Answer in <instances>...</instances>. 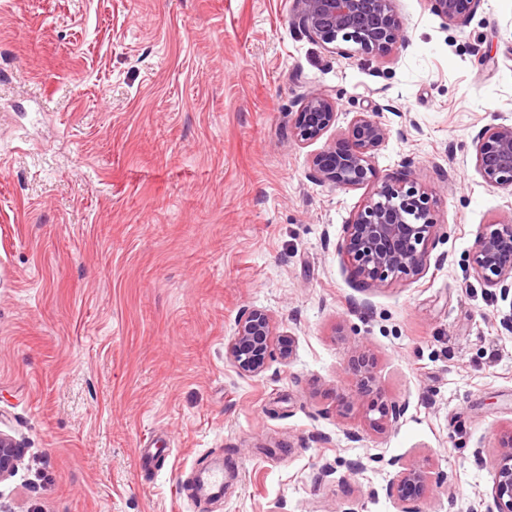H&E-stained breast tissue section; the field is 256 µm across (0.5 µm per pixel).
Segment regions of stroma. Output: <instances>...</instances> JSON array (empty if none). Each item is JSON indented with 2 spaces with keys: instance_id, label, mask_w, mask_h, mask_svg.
<instances>
[{
  "instance_id": "stroma-1",
  "label": "stroma",
  "mask_w": 512,
  "mask_h": 512,
  "mask_svg": "<svg viewBox=\"0 0 512 512\" xmlns=\"http://www.w3.org/2000/svg\"><path fill=\"white\" fill-rule=\"evenodd\" d=\"M395 10L378 55L312 38L294 0H0V430L23 448L0 512H398L392 458L428 468L421 512H496L512 302L469 256L512 215L473 146L512 121V0ZM311 89L338 118L302 145ZM374 105L377 173L431 194L445 263L364 288L337 244L370 189L309 171ZM250 308L295 338L256 376L224 356ZM357 343L406 407L382 430L336 413ZM434 10L449 22L470 16L481 0H429ZM290 115L292 139L301 144L312 143L336 125L337 102L331 94L308 91L301 97L297 112Z\"/></svg>"
}]
</instances>
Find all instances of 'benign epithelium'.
Returning <instances> with one entry per match:
<instances>
[{
    "label": "benign epithelium",
    "mask_w": 512,
    "mask_h": 512,
    "mask_svg": "<svg viewBox=\"0 0 512 512\" xmlns=\"http://www.w3.org/2000/svg\"><path fill=\"white\" fill-rule=\"evenodd\" d=\"M296 17L310 35L324 44L341 39L359 45L366 53L385 54L404 38L394 0H295ZM434 10L450 22L470 16L480 0H430ZM336 99L324 92L309 91L301 97L291 119V137L301 144L321 139L336 125ZM390 137V128L374 112H358L343 137L317 153L309 176L338 189L373 184L363 208L344 225L338 251L346 266L364 288H377L400 280H417L424 273L431 251L442 235L432 199L411 179L407 169L385 178L377 176L374 158ZM475 168L492 186L512 188V124L483 127L474 140ZM475 276L500 290L512 293V218L480 226L470 255ZM294 338L277 331L272 316L262 309L244 311L233 336L225 343V357L241 373L258 375L273 349L283 361L291 360ZM354 359L356 390L337 396L340 415L363 412L376 429L396 423L406 405H388L375 387L373 362L362 347ZM21 463L20 445L14 436L0 431V482L12 477ZM396 472L388 494L400 512H419L414 504L424 497L429 471L421 465L390 460ZM496 512H512V431L498 440V459L491 490Z\"/></svg>",
    "instance_id": "obj_1"
}]
</instances>
